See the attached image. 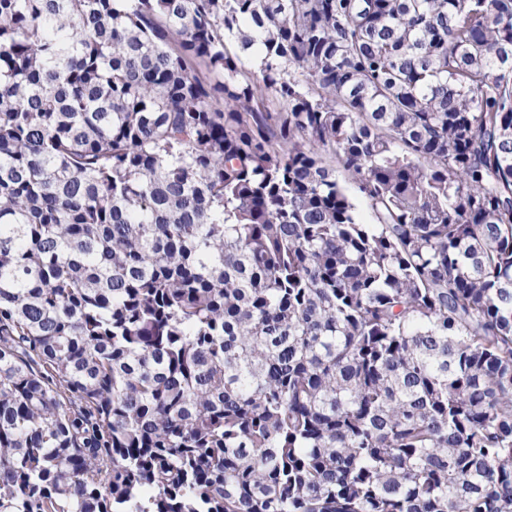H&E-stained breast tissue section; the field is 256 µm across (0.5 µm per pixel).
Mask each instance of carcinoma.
I'll use <instances>...</instances> for the list:
<instances>
[{
  "instance_id": "cac0c4a2",
  "label": "carcinoma",
  "mask_w": 512,
  "mask_h": 512,
  "mask_svg": "<svg viewBox=\"0 0 512 512\" xmlns=\"http://www.w3.org/2000/svg\"><path fill=\"white\" fill-rule=\"evenodd\" d=\"M0 512H512V0H0Z\"/></svg>"
}]
</instances>
